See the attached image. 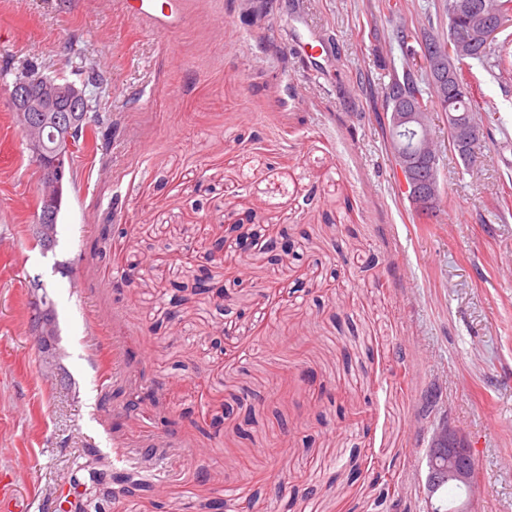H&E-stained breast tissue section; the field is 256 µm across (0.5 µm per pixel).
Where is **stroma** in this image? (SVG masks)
Returning a JSON list of instances; mask_svg holds the SVG:
<instances>
[{
	"label": "stroma",
	"instance_id": "obj_1",
	"mask_svg": "<svg viewBox=\"0 0 512 512\" xmlns=\"http://www.w3.org/2000/svg\"><path fill=\"white\" fill-rule=\"evenodd\" d=\"M416 34L446 0H407ZM161 35L117 0H0V512H55L83 450L143 490L87 512H427L439 420L474 451L475 512H512V75L463 65L490 138L468 170L438 157L442 202L417 223L381 92L411 67L381 0H184ZM314 43L312 57L288 39ZM95 69L108 149L76 153L52 249L40 173L8 107L12 74ZM293 242L283 259L202 247L228 212ZM67 265L60 274L58 265ZM148 267L130 284V268ZM211 268L212 290L193 291ZM40 278L56 333L32 327ZM223 291L216 307L214 291ZM232 410L220 431L209 403ZM312 488L279 494L280 481Z\"/></svg>",
	"mask_w": 512,
	"mask_h": 512
}]
</instances>
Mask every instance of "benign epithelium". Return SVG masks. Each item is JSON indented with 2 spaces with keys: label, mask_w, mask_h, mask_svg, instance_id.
I'll use <instances>...</instances> for the list:
<instances>
[{
  "label": "benign epithelium",
  "mask_w": 512,
  "mask_h": 512,
  "mask_svg": "<svg viewBox=\"0 0 512 512\" xmlns=\"http://www.w3.org/2000/svg\"><path fill=\"white\" fill-rule=\"evenodd\" d=\"M451 25L457 26L448 42L429 50L423 48L414 57L425 68L430 85L444 91L461 87L457 58L475 57L477 48L496 40L512 27V14L483 2L455 0ZM86 82L60 81L37 71L16 76L9 91V108L31 158L41 170L46 189L36 210L38 238L56 237L58 216L72 176L71 159L82 133L91 127V107L86 96ZM387 97L392 100L386 124L394 133L390 151L399 175L401 189L414 212L422 215L435 205L441 186L438 176H425L438 155V139L432 115L418 90L406 91L391 86ZM448 147L470 165L480 162L485 125L467 112L448 111ZM254 219L248 212L224 225V232L236 233L241 251L284 253L290 250L288 237L267 232H245V222ZM474 453L466 434L442 420L435 427L426 455L425 495L429 512H442L443 492L450 484L466 492V500L450 512H473Z\"/></svg>",
  "instance_id": "obj_1"
}]
</instances>
